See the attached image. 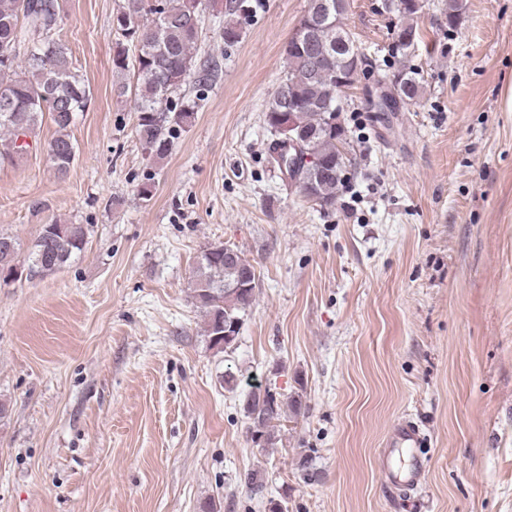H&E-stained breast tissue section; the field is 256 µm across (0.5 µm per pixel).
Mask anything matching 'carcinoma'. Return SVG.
Masks as SVG:
<instances>
[{
	"mask_svg": "<svg viewBox=\"0 0 512 512\" xmlns=\"http://www.w3.org/2000/svg\"><path fill=\"white\" fill-rule=\"evenodd\" d=\"M317 7L323 21L317 29V49L307 46L305 35L293 32L284 48V76L264 109V123L273 136L268 163L279 167L277 158L288 153L279 142L278 128L290 121L302 135V145L317 160L314 168L301 170V195L306 190L336 202L347 181L345 173L352 158L344 152L347 130L334 124L341 112L336 100V72L344 70L352 78L359 73L355 58L359 50L355 37L343 25L349 0H308ZM164 14L153 8L151 0H124L113 16L112 25L123 41L115 43L112 71L118 75L133 72L136 77V133L145 150L155 159L164 158L175 128L192 121L197 102L185 93L184 85L196 76L195 83L205 86L219 76V64L211 58L194 71L199 29L203 23L204 0H165ZM462 0H444L442 11L453 30L461 15ZM404 22L394 30L400 36L418 33L414 19L418 9L399 10ZM62 22L58 0H0V133L7 136L0 145V159H13L26 149L18 144L21 132L32 135L44 116L56 126L48 143V155L54 176L62 179L76 159V147L68 133L76 115L85 111L90 89L74 70L68 48L58 37ZM134 46L129 55L125 43ZM400 101L419 100L422 84L418 73L403 66L393 73ZM79 224L52 221L43 225L30 251L31 273L62 268L84 243ZM13 249L0 250V277L9 280L20 265L19 243ZM252 287L233 295L224 292V282L240 278L242 270L224 263V245L207 248L198 262L193 280V299L206 319L205 335L210 347L219 352L230 345L225 333L239 335L244 316L254 298L256 270L242 258ZM302 403H286L268 388L257 387L247 399L246 411H259L253 421L251 438L275 443L276 422L301 410Z\"/></svg>",
	"mask_w": 512,
	"mask_h": 512,
	"instance_id": "carcinoma-1",
	"label": "carcinoma"
}]
</instances>
